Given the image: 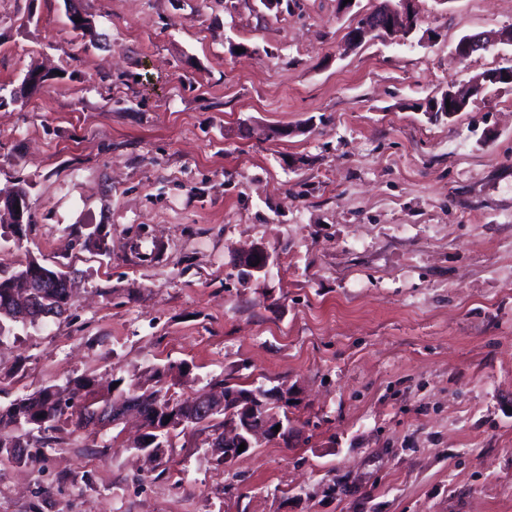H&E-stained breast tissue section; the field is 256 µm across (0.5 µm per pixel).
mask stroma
<instances>
[{
	"label": "stroma",
	"instance_id": "obj_1",
	"mask_svg": "<svg viewBox=\"0 0 512 512\" xmlns=\"http://www.w3.org/2000/svg\"><path fill=\"white\" fill-rule=\"evenodd\" d=\"M378 3L0 0V192L34 216L0 226V276L34 258L75 283L62 320L0 333V409L183 363L176 397L284 389L292 428L224 465L187 428L152 470L136 420H65L0 459V512H512V87L421 110L512 64L452 53L512 0H415L409 40L346 50ZM490 84H503L512 86V67H505L502 70H493L486 72L482 77L479 76L470 84L456 87L451 86L441 92L439 96L433 97L428 106L427 114L435 117L438 112L439 117L450 118L454 112H462L467 104L470 95L478 94L484 91ZM470 90L468 92L467 89ZM446 100L450 102V109L446 108ZM270 257V253L264 245H255L238 261L237 269L240 271L241 277L244 280H251L255 275H260L265 272L269 265ZM257 259H260V263L257 266L252 267L251 263H255Z\"/></svg>",
	"mask_w": 512,
	"mask_h": 512
}]
</instances>
